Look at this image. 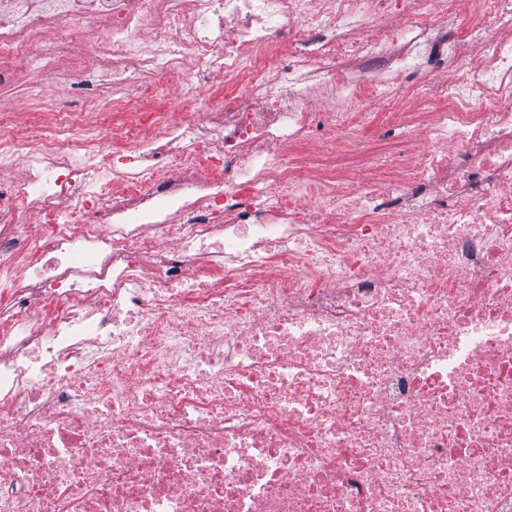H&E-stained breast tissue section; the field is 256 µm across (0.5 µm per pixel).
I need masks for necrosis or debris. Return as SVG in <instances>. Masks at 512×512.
I'll use <instances>...</instances> for the list:
<instances>
[{
  "instance_id": "1",
  "label": "necrosis or debris",
  "mask_w": 512,
  "mask_h": 512,
  "mask_svg": "<svg viewBox=\"0 0 512 512\" xmlns=\"http://www.w3.org/2000/svg\"><path fill=\"white\" fill-rule=\"evenodd\" d=\"M457 2L0 0V84L227 86L0 113V512H512V0ZM98 56L93 48H89L82 56L73 60V65L83 74V84H89L93 96L87 99L80 90L79 92H68L72 95L73 110L71 112H81L82 118L86 124H92L96 121L97 112H112L110 104H107L112 98V83L103 82L100 85L98 81ZM16 64L25 72L26 78L19 83L0 86V106L3 103L6 107L11 108L4 112H23L27 109L29 105L28 83H24L25 81L29 80L45 85L56 83V75L48 65H44V62L23 59L17 61ZM158 68L148 75L139 88H130L114 95L128 102V106L138 112H144L146 124L151 121V112L179 110L181 105L176 98V78Z\"/></svg>"
}]
</instances>
